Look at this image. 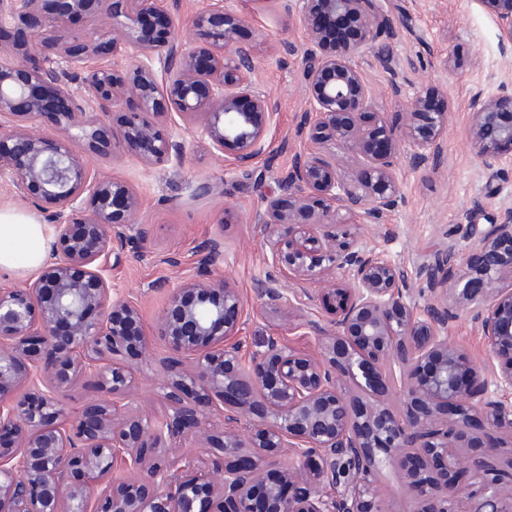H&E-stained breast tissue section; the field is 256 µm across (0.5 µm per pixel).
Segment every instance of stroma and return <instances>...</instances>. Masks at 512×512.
Returning a JSON list of instances; mask_svg holds the SVG:
<instances>
[{
    "label": "stroma",
    "instance_id": "1",
    "mask_svg": "<svg viewBox=\"0 0 512 512\" xmlns=\"http://www.w3.org/2000/svg\"><path fill=\"white\" fill-rule=\"evenodd\" d=\"M376 2L387 25L376 43L355 58L374 92L373 112L394 128L404 123L401 102L387 93L389 75L375 59L379 47L387 46L394 54L404 99L420 90L434 92L436 103L449 116L443 152L435 166L413 169L407 162L410 144L399 142L397 206L384 223L359 225L358 236L389 260L411 269L446 242L455 246L462 261H472L474 242L455 236L454 229L460 224L489 223L502 205L512 204V153L489 165L477 156L469 135L470 102L478 88L489 96L512 93V53H502L498 25L477 0ZM231 6L242 21L239 39L257 44L254 79L274 104L266 119L265 151L255 164L263 177L255 179L238 167L233 148L215 151L173 118L168 119V128L186 138L190 148L179 164L143 167L134 154L113 149L111 138H104L86 157L93 169L135 188L147 229L142 253L127 256L113 270L112 287L137 301L145 326L153 327L167 294L152 289V282H174L191 274L198 244L220 235L224 238L220 269L244 298L245 324L237 335L242 354H251L275 333L296 349L310 351L313 329L288 330L279 314L260 310L255 300L254 283L269 266L253 216L276 191V175L291 166L296 154L317 150L339 154L343 147L314 144L298 131L308 102L300 84V57L284 48L288 42L302 46L305 40L294 10L286 8L285 0H232ZM204 181L216 185L217 193L194 198L195 185ZM166 256L179 258V266L163 264ZM137 377L134 405L152 415L169 412L164 373L157 366L144 365Z\"/></svg>",
    "mask_w": 512,
    "mask_h": 512
}]
</instances>
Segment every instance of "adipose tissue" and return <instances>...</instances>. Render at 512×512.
<instances>
[{
    "label": "adipose tissue",
    "instance_id": "ef3b65f1",
    "mask_svg": "<svg viewBox=\"0 0 512 512\" xmlns=\"http://www.w3.org/2000/svg\"><path fill=\"white\" fill-rule=\"evenodd\" d=\"M50 229L34 216L0 209V269L33 272L44 263L50 248Z\"/></svg>",
    "mask_w": 512,
    "mask_h": 512
}]
</instances>
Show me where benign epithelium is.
I'll return each instance as SVG.
<instances>
[{"label": "benign epithelium", "instance_id": "benign-epithelium-1", "mask_svg": "<svg viewBox=\"0 0 512 512\" xmlns=\"http://www.w3.org/2000/svg\"><path fill=\"white\" fill-rule=\"evenodd\" d=\"M230 0H211L192 18L210 42L191 48L178 37L159 0H0V179L45 215L55 229L52 258L25 288L0 285V512H388L379 475L397 473L414 512H512V208L490 224H463L476 242L469 273H456L452 247L437 249L411 273L349 230L326 224H382L395 205L396 145L414 147L415 168L437 162L448 113L417 92L396 131L381 119L364 128L370 92L353 58L381 33L375 0H294L306 39L299 51L317 143L341 154H299L277 178L278 193L255 214L269 270L255 282L260 309L288 326L314 330L319 353L295 351L271 335L243 359L234 341L243 296L215 273L224 239L195 250V273L168 292L154 323L168 355L147 350L139 305L112 296V268L145 239L142 203L126 181L93 170L77 147L93 145L113 114L112 140L141 164L187 156L184 138L164 134L154 118L172 110L216 150L230 146L250 167L265 150L273 105L254 81L256 44L238 39L241 20ZM497 22L502 51H512V0H478ZM96 7L106 16L90 36L58 37ZM347 22L355 35L340 54L325 51L318 14ZM122 52L125 73L101 60ZM401 96L390 54L380 55ZM472 143L485 163L512 149V96L471 98ZM45 112L58 134L34 126ZM362 168L356 180L344 169ZM293 282L283 291L280 279ZM423 308L411 304L413 280ZM338 299L332 329L306 319L311 284ZM471 315L487 360L479 363L448 336L458 312ZM167 376L173 413L143 414L130 355ZM91 377L101 397L70 418L63 395ZM400 380L403 406L385 398ZM220 454L202 474L183 448H204L212 417ZM486 420L474 454L473 417ZM296 460L283 468L282 449ZM118 471L133 474L128 479Z\"/></svg>", "mask_w": 512, "mask_h": 512}]
</instances>
